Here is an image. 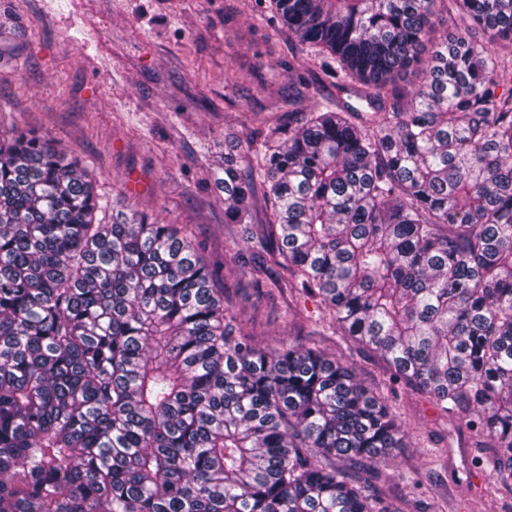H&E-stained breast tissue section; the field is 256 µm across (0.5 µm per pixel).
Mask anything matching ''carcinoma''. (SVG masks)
<instances>
[{
  "instance_id": "cac0c4a2",
  "label": "carcinoma",
  "mask_w": 512,
  "mask_h": 512,
  "mask_svg": "<svg viewBox=\"0 0 512 512\" xmlns=\"http://www.w3.org/2000/svg\"><path fill=\"white\" fill-rule=\"evenodd\" d=\"M254 4L313 49L309 105L226 147L224 223L512 491V0ZM100 209L79 159L0 139V512H390L345 466L406 433L353 363L256 345L186 229Z\"/></svg>"
}]
</instances>
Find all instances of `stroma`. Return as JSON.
Wrapping results in <instances>:
<instances>
[{"mask_svg":"<svg viewBox=\"0 0 512 512\" xmlns=\"http://www.w3.org/2000/svg\"><path fill=\"white\" fill-rule=\"evenodd\" d=\"M305 46L273 34L244 0H6L0 8V134L29 132L79 158L104 205L126 193L140 211L191 231L218 286L261 345L287 342L350 358L393 406L410 445L373 481L401 512H512L476 441L424 392L390 384L373 352L338 336L318 298L243 250L207 170L276 105ZM265 267L255 281V267Z\"/></svg>","mask_w":512,"mask_h":512,"instance_id":"stroma-1","label":"stroma"}]
</instances>
